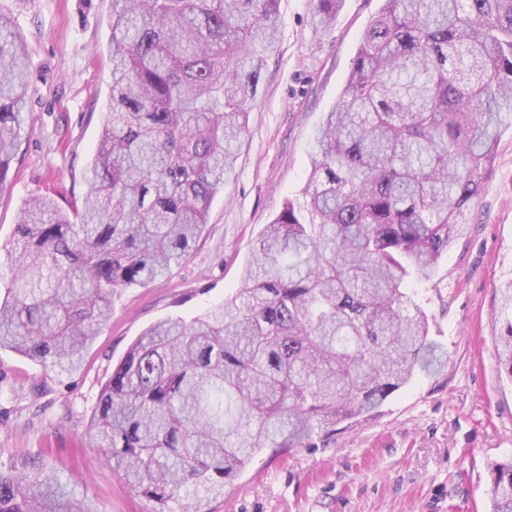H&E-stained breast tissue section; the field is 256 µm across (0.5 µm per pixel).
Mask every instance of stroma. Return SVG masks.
Masks as SVG:
<instances>
[{
	"label": "stroma",
	"mask_w": 512,
	"mask_h": 512,
	"mask_svg": "<svg viewBox=\"0 0 512 512\" xmlns=\"http://www.w3.org/2000/svg\"><path fill=\"white\" fill-rule=\"evenodd\" d=\"M382 0H343L315 33V0H279V34L265 54L247 131L201 237L168 277L112 292L111 317L83 369L68 378L0 351V469L28 458L93 512H153L100 451L86 426L102 387L154 322L193 318L240 282L265 224L301 198L312 141L346 88L360 40ZM110 0H0L29 45L22 140L0 185V248H11L32 197L61 209L80 202L107 116ZM452 243L442 282L416 284L430 333L445 350L375 415L327 447L255 457L209 512H490V466L512 460V381L500 374L491 318L512 279V120L503 119L494 164Z\"/></svg>",
	"instance_id": "obj_1"
}]
</instances>
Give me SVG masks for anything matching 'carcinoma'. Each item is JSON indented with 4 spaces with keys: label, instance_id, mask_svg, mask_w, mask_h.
<instances>
[{
    "label": "carcinoma",
    "instance_id": "cac0c4a2",
    "mask_svg": "<svg viewBox=\"0 0 512 512\" xmlns=\"http://www.w3.org/2000/svg\"><path fill=\"white\" fill-rule=\"evenodd\" d=\"M342 0H316L326 31ZM278 0H111L110 109L72 212L36 197L8 250L0 350L70 376L119 287L167 276L236 161ZM29 47L0 13V183L21 138ZM512 114V0H383L314 136L299 201L265 225L224 302L130 346L88 430L155 512L206 502L260 453L316 448L431 371L414 299L439 276ZM494 317L512 380V281ZM512 512V460L491 466ZM0 512H92L36 460L0 470Z\"/></svg>",
    "mask_w": 512,
    "mask_h": 512
}]
</instances>
